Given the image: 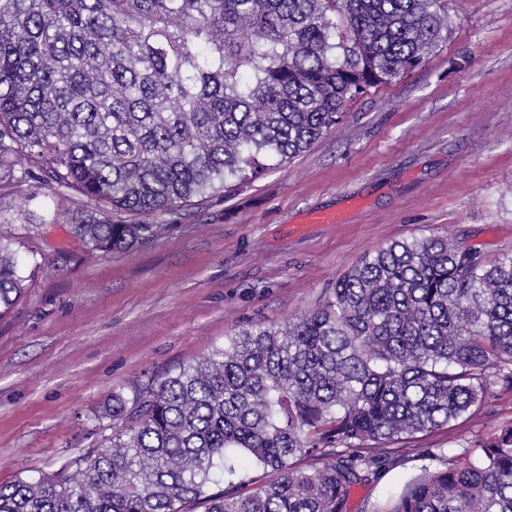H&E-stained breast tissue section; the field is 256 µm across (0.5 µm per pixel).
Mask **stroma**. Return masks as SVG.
<instances>
[{
    "instance_id": "stroma-1",
    "label": "stroma",
    "mask_w": 512,
    "mask_h": 512,
    "mask_svg": "<svg viewBox=\"0 0 512 512\" xmlns=\"http://www.w3.org/2000/svg\"><path fill=\"white\" fill-rule=\"evenodd\" d=\"M452 26L429 62L370 92L305 152L234 198L165 216L171 229L108 256L66 223L52 195L0 197V240L25 288L0 315V484L104 446L113 393L223 345L251 325L324 307L336 281L395 240L456 237L493 262L512 254V0H448ZM362 209L342 224L308 215ZM512 421V388L403 441L395 468L357 486L351 512Z\"/></svg>"
}]
</instances>
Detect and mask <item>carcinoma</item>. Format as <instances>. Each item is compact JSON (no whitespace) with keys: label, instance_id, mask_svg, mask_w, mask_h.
Here are the masks:
<instances>
[{"label":"carcinoma","instance_id":"cac0c4a2","mask_svg":"<svg viewBox=\"0 0 512 512\" xmlns=\"http://www.w3.org/2000/svg\"><path fill=\"white\" fill-rule=\"evenodd\" d=\"M448 31L447 0H0V190L76 200L72 233L95 251L152 242L159 216L298 156ZM24 282L0 242V309ZM498 381L512 387V255L395 241L326 307L112 394L109 443L0 485V512H349L389 444ZM463 455L428 449L443 467L362 512H512V422Z\"/></svg>","mask_w":512,"mask_h":512}]
</instances>
